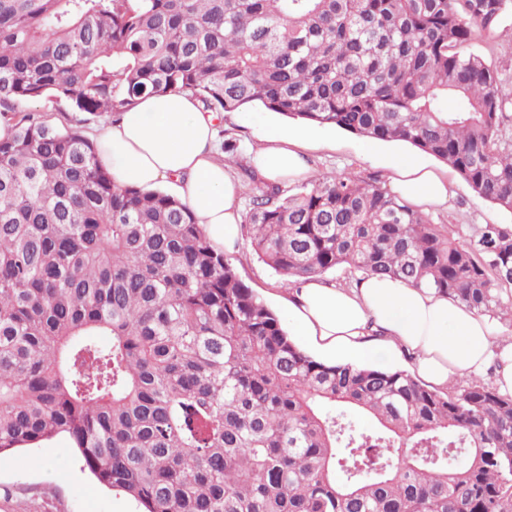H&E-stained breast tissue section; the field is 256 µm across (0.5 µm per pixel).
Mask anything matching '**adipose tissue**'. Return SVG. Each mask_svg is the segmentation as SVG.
<instances>
[{"label": "adipose tissue", "instance_id": "obj_1", "mask_svg": "<svg viewBox=\"0 0 512 512\" xmlns=\"http://www.w3.org/2000/svg\"><path fill=\"white\" fill-rule=\"evenodd\" d=\"M217 117L202 112L190 95L152 94L94 134L100 164L116 183L152 189L176 183L179 198L220 247H234L241 222L239 185L215 157ZM297 132L270 134L251 163L264 179L291 184L308 166ZM393 185L398 195L432 205L448 197V179L405 165ZM296 333L322 354L373 360L394 349L414 358L417 373L439 388L493 370L499 391L512 395V341L500 339L494 319L466 310L447 295L373 276L348 288L317 280L286 297Z\"/></svg>", "mask_w": 512, "mask_h": 512}]
</instances>
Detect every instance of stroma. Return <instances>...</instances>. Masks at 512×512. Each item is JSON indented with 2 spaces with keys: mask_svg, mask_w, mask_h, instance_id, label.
Instances as JSON below:
<instances>
[{
  "mask_svg": "<svg viewBox=\"0 0 512 512\" xmlns=\"http://www.w3.org/2000/svg\"><path fill=\"white\" fill-rule=\"evenodd\" d=\"M494 69L512 72V16L500 29L470 46ZM284 117L261 107L225 114L219 127L226 136L240 139L245 151L228 162L235 177H242L250 153ZM305 153L309 178L324 172H354L389 181L394 165L407 158L437 172H447L450 194L443 204L428 208L433 223L454 231L473 224H512V212L497 208L475 195L470 186L446 164L403 142L369 140L327 126L305 124ZM238 273L280 318L288 311L282 298L288 279L261 262L251 248L234 256ZM0 512H138L137 503L123 492L101 486L85 468L67 436L59 435L35 447H24L0 457Z\"/></svg>",
  "mask_w": 512,
  "mask_h": 512,
  "instance_id": "35a3bbf8",
  "label": "stroma"
}]
</instances>
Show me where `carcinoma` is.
Returning a JSON list of instances; mask_svg holds the SVG:
<instances>
[{"instance_id": "1", "label": "carcinoma", "mask_w": 512, "mask_h": 512, "mask_svg": "<svg viewBox=\"0 0 512 512\" xmlns=\"http://www.w3.org/2000/svg\"><path fill=\"white\" fill-rule=\"evenodd\" d=\"M508 12L0 0V454L66 434L144 512H512V396L316 359L180 199L117 185L88 138L20 109L112 117L167 92L261 106L406 142L512 212V80L464 51ZM245 175L250 245L288 282L388 275L512 319V224L462 239L375 177L290 194Z\"/></svg>"}]
</instances>
